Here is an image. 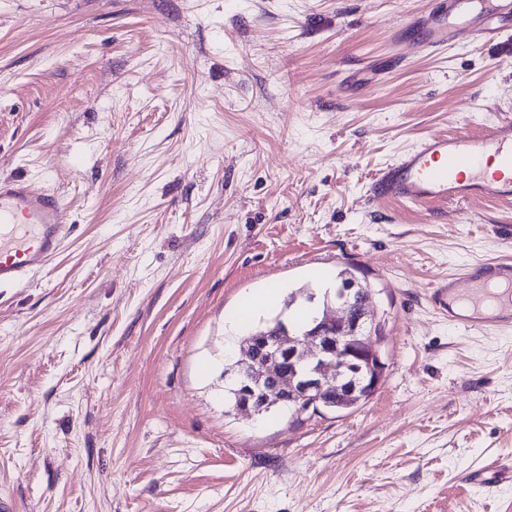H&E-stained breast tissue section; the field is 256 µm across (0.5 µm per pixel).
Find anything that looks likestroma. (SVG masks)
Listing matches in <instances>:
<instances>
[{"label": "stroma", "instance_id": "stroma-1", "mask_svg": "<svg viewBox=\"0 0 512 512\" xmlns=\"http://www.w3.org/2000/svg\"><path fill=\"white\" fill-rule=\"evenodd\" d=\"M434 0H0V179L60 253L0 288V498L15 512H512V334L432 286L507 254L512 203H372L428 134L512 116V44L419 48ZM354 269L384 380L351 412L229 410L246 296ZM463 480L469 485L512 482V463L493 460L481 469L469 471L463 476Z\"/></svg>", "mask_w": 512, "mask_h": 512}]
</instances>
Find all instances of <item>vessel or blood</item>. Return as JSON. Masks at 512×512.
<instances>
[{"mask_svg": "<svg viewBox=\"0 0 512 512\" xmlns=\"http://www.w3.org/2000/svg\"><path fill=\"white\" fill-rule=\"evenodd\" d=\"M415 37L435 47L469 39L494 41L512 28V0H442L422 15ZM498 170L486 176L484 161ZM376 202L430 206L472 198L512 202V118L476 132L423 137L380 170L370 187ZM68 230L59 199L25 180L0 181V287L21 282L60 251ZM431 300L449 322L471 330H512V258L478 260L439 283ZM470 485L512 482V463L493 460L463 477Z\"/></svg>", "mask_w": 512, "mask_h": 512, "instance_id": "vessel-or-blood-1", "label": "vessel or blood"}]
</instances>
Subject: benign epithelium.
I'll list each match as a JSON object with an SVG mask.
<instances>
[{
    "mask_svg": "<svg viewBox=\"0 0 512 512\" xmlns=\"http://www.w3.org/2000/svg\"><path fill=\"white\" fill-rule=\"evenodd\" d=\"M356 285L342 290L303 333L289 329L250 335L225 376L235 408L257 415L288 405L305 414L323 397L349 401L372 393L385 374L381 327L366 308H357Z\"/></svg>",
    "mask_w": 512,
    "mask_h": 512,
    "instance_id": "1",
    "label": "benign epithelium"
}]
</instances>
